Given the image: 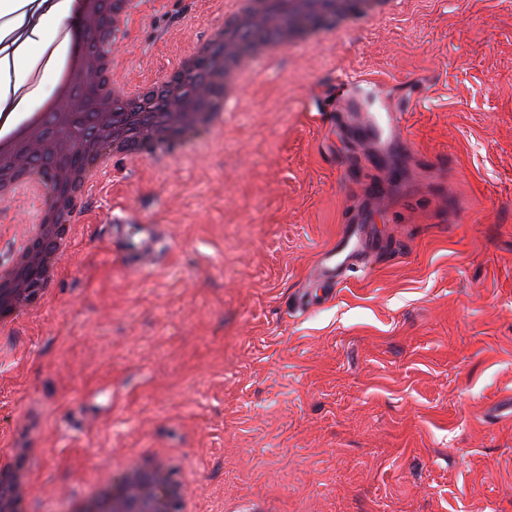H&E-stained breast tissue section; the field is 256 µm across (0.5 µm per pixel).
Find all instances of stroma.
Instances as JSON below:
<instances>
[{"mask_svg":"<svg viewBox=\"0 0 512 512\" xmlns=\"http://www.w3.org/2000/svg\"><path fill=\"white\" fill-rule=\"evenodd\" d=\"M221 13L141 0L119 73L157 74ZM362 70L385 84L361 109L425 94L411 155L338 116L330 78ZM244 99L166 164L114 160L51 300L0 335L22 512H82L133 454L182 459L199 512H512V0H415L286 51ZM30 216L0 210V262ZM120 217L167 249L129 263ZM357 222L363 261L316 282Z\"/></svg>","mask_w":512,"mask_h":512,"instance_id":"stroma-1","label":"stroma"}]
</instances>
